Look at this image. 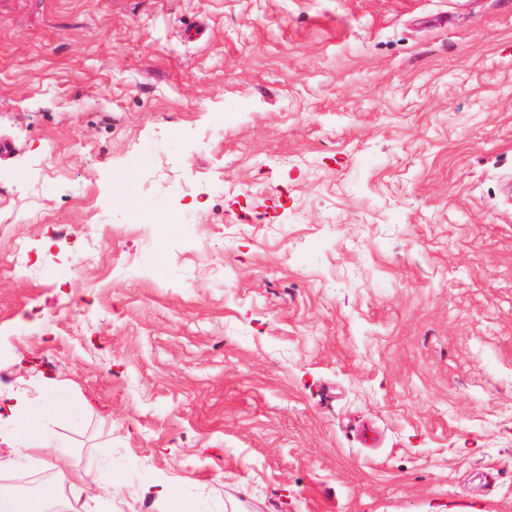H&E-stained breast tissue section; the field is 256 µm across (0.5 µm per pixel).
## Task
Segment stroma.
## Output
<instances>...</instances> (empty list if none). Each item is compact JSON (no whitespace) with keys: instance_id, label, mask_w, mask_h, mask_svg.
I'll use <instances>...</instances> for the list:
<instances>
[{"instance_id":"1","label":"stroma","mask_w":512,"mask_h":512,"mask_svg":"<svg viewBox=\"0 0 512 512\" xmlns=\"http://www.w3.org/2000/svg\"><path fill=\"white\" fill-rule=\"evenodd\" d=\"M1 140L0 391L114 512H512V0H0Z\"/></svg>"}]
</instances>
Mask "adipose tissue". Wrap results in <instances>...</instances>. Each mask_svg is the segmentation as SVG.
<instances>
[{
    "label": "adipose tissue",
    "mask_w": 512,
    "mask_h": 512,
    "mask_svg": "<svg viewBox=\"0 0 512 512\" xmlns=\"http://www.w3.org/2000/svg\"><path fill=\"white\" fill-rule=\"evenodd\" d=\"M48 414L32 410L23 397L0 396V421L9 425L17 444V455L28 457L42 453L50 456L60 483L83 485L85 498L65 500V512H113V502L125 487L123 478L109 469L83 473L68 470L64 452L41 440Z\"/></svg>",
    "instance_id": "1"
}]
</instances>
